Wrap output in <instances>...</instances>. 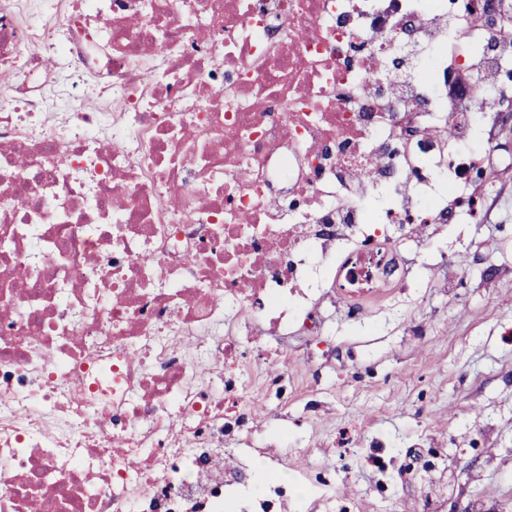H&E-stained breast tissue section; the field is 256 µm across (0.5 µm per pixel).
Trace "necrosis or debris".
Segmentation results:
<instances>
[{
  "label": "necrosis or debris",
  "mask_w": 512,
  "mask_h": 512,
  "mask_svg": "<svg viewBox=\"0 0 512 512\" xmlns=\"http://www.w3.org/2000/svg\"><path fill=\"white\" fill-rule=\"evenodd\" d=\"M485 4L0 0V512H224L284 418L257 363L419 287L494 191ZM419 50L431 79L392 69ZM80 81L108 109L51 111Z\"/></svg>",
  "instance_id": "necrosis-or-debris-1"
}]
</instances>
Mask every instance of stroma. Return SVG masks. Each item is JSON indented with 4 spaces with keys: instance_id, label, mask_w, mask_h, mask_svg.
Wrapping results in <instances>:
<instances>
[{
    "instance_id": "1",
    "label": "stroma",
    "mask_w": 512,
    "mask_h": 512,
    "mask_svg": "<svg viewBox=\"0 0 512 512\" xmlns=\"http://www.w3.org/2000/svg\"><path fill=\"white\" fill-rule=\"evenodd\" d=\"M493 158L499 194L449 224L422 288L353 323L327 314L329 356H288L299 392L253 442L336 512H512V140ZM444 253L464 258L451 292Z\"/></svg>"
}]
</instances>
